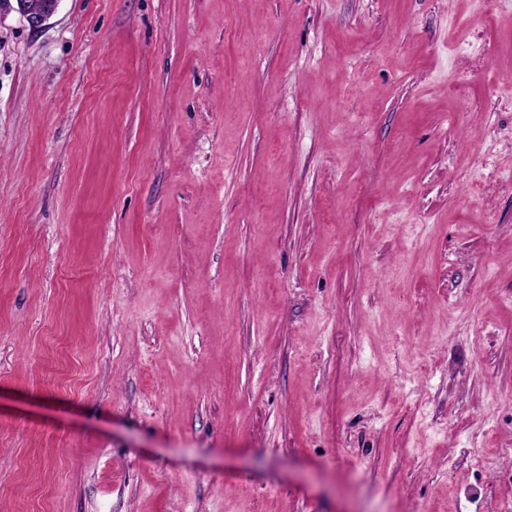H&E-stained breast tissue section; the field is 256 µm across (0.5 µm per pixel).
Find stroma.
I'll use <instances>...</instances> for the list:
<instances>
[{
	"instance_id": "35a3bbf8",
	"label": "stroma",
	"mask_w": 512,
	"mask_h": 512,
	"mask_svg": "<svg viewBox=\"0 0 512 512\" xmlns=\"http://www.w3.org/2000/svg\"><path fill=\"white\" fill-rule=\"evenodd\" d=\"M508 28L0 14V512H512Z\"/></svg>"
}]
</instances>
